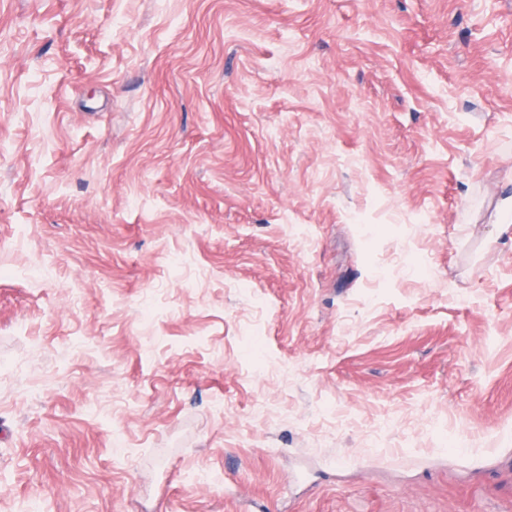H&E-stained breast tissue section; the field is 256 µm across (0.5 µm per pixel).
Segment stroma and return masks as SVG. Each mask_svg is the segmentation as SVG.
Returning <instances> with one entry per match:
<instances>
[{"mask_svg":"<svg viewBox=\"0 0 512 512\" xmlns=\"http://www.w3.org/2000/svg\"><path fill=\"white\" fill-rule=\"evenodd\" d=\"M0 512H512V0H0Z\"/></svg>","mask_w":512,"mask_h":512,"instance_id":"1","label":"stroma"}]
</instances>
